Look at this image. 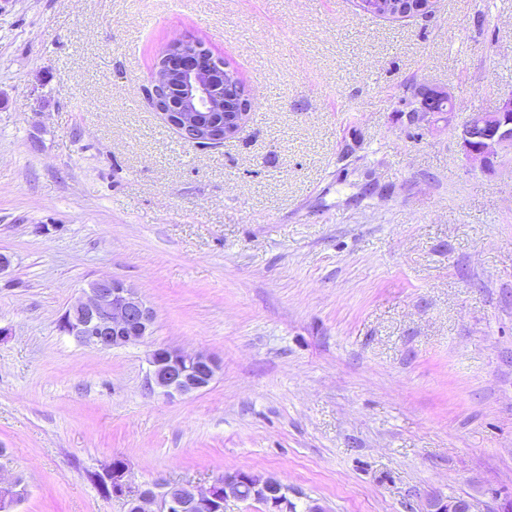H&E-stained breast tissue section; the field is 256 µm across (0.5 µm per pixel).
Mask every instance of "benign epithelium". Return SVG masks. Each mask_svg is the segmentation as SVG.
<instances>
[{
    "mask_svg": "<svg viewBox=\"0 0 512 512\" xmlns=\"http://www.w3.org/2000/svg\"><path fill=\"white\" fill-rule=\"evenodd\" d=\"M175 55L156 69L148 99L152 108L186 141L198 145L224 142L237 134L249 113L236 112L233 98L220 100L210 85L211 57L195 47V40L176 39ZM173 76L183 94L163 97L165 83ZM448 100V118H453L456 99L442 87L417 84L410 89V110L400 117L407 123L428 130L439 129L442 115L430 107L429 97ZM461 153L466 162L482 172H491L506 149L512 150V89L499 94L492 110L476 109L457 128ZM156 320L154 309L139 292L121 280L100 278L60 317L58 330L86 346L100 350L141 342L151 335ZM148 389L165 396L188 395L200 391L214 380L219 364L204 351L185 352L170 346H156L148 355ZM99 487L110 496L123 497L129 512H224V503L239 499L238 488H249L267 512H294V503L281 493L280 481L272 475L235 470L201 486L186 482H152L133 485L126 478L123 459L115 457L95 472ZM26 486L18 479H0V512H17ZM425 512H471L468 501L460 502L441 495L426 499Z\"/></svg>",
    "mask_w": 512,
    "mask_h": 512,
    "instance_id": "benign-epithelium-1",
    "label": "benign epithelium"
}]
</instances>
